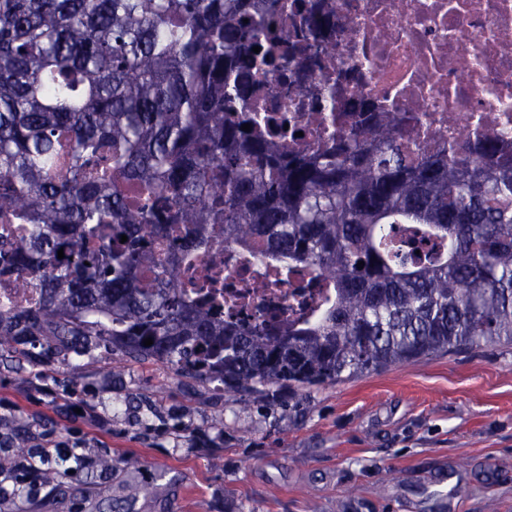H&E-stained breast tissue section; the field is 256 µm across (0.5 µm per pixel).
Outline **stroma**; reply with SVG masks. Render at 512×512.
Segmentation results:
<instances>
[{"mask_svg":"<svg viewBox=\"0 0 512 512\" xmlns=\"http://www.w3.org/2000/svg\"><path fill=\"white\" fill-rule=\"evenodd\" d=\"M112 421L109 467L57 475L11 512H108L129 483L135 512H512V346L483 345L337 384L225 392L120 351H0V396L20 407L14 448L61 436L31 383Z\"/></svg>","mask_w":512,"mask_h":512,"instance_id":"35a3bbf8","label":"stroma"}]
</instances>
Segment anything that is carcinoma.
<instances>
[{
    "label": "carcinoma",
    "mask_w": 512,
    "mask_h": 512,
    "mask_svg": "<svg viewBox=\"0 0 512 512\" xmlns=\"http://www.w3.org/2000/svg\"><path fill=\"white\" fill-rule=\"evenodd\" d=\"M275 23L269 0H0V287L39 294L0 306L1 350L107 342L259 392L512 344V154L488 138L411 159L394 112L288 153L285 130L225 111L304 51L273 55ZM303 24L325 32L320 6ZM224 245L308 271L318 309L245 325L213 278L174 285Z\"/></svg>",
    "instance_id": "1"
}]
</instances>
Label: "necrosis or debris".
<instances>
[{"instance_id": "necrosis-or-debris-1", "label": "necrosis or debris", "mask_w": 512, "mask_h": 512, "mask_svg": "<svg viewBox=\"0 0 512 512\" xmlns=\"http://www.w3.org/2000/svg\"><path fill=\"white\" fill-rule=\"evenodd\" d=\"M319 1L329 33L291 61L300 90L262 74L250 102L261 121L300 130L288 151L351 134L362 119L351 100L398 113L397 141L412 151L486 137L512 150V0ZM219 267L237 319L305 313L299 277L263 287V259L233 249Z\"/></svg>"}]
</instances>
